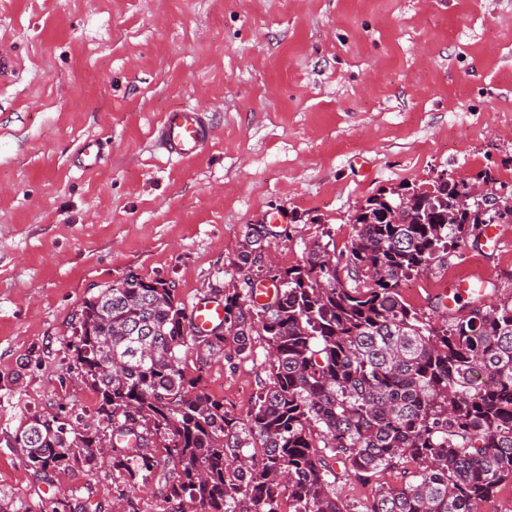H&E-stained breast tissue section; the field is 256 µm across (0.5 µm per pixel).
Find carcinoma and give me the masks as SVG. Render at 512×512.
<instances>
[{"label":"carcinoma","mask_w":512,"mask_h":512,"mask_svg":"<svg viewBox=\"0 0 512 512\" xmlns=\"http://www.w3.org/2000/svg\"><path fill=\"white\" fill-rule=\"evenodd\" d=\"M464 181L381 189L355 211L356 234L334 259L315 242L297 265L267 268L277 288L253 300L247 275L267 242L246 226L234 261L245 287L224 292V321L204 332L161 280L129 274L84 300L71 316V369L98 398L92 421L32 413L42 438L13 434L25 467L87 472L103 464L130 487L158 478L166 512H347L327 476L343 465L369 481L400 467L398 487L362 512H481L512 482V296L486 306L482 295L421 316L400 281L443 262L512 209L464 207ZM265 337L269 382L243 417L196 392L199 360ZM112 358L113 373L101 367ZM257 448L247 462L244 437ZM163 442L164 458L147 451Z\"/></svg>","instance_id":"1"}]
</instances>
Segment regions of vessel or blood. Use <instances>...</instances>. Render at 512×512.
Here are the masks:
<instances>
[{
  "label": "vessel or blood",
  "mask_w": 512,
  "mask_h": 512,
  "mask_svg": "<svg viewBox=\"0 0 512 512\" xmlns=\"http://www.w3.org/2000/svg\"><path fill=\"white\" fill-rule=\"evenodd\" d=\"M212 139V123L200 108H175L166 112L160 123L158 141L168 156L178 159L195 156ZM195 325L202 329L223 321L224 306L213 300L197 301L191 310Z\"/></svg>",
  "instance_id": "obj_1"
}]
</instances>
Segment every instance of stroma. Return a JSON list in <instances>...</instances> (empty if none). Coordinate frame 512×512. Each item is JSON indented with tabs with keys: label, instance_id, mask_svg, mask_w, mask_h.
<instances>
[{
	"label": "stroma",
	"instance_id": "35a3bbf8",
	"mask_svg": "<svg viewBox=\"0 0 512 512\" xmlns=\"http://www.w3.org/2000/svg\"><path fill=\"white\" fill-rule=\"evenodd\" d=\"M0 52V512L62 496L112 512L124 486L108 467L44 478L6 446L24 415L95 402L67 378L68 344L99 288L134 272L192 305L238 280L245 227L268 213L285 217L270 252L287 268L316 241L343 250L379 189L443 172H490L512 196V0H0ZM175 106L212 120L189 161L155 139ZM498 230L404 279L403 299L430 318L461 280L511 296L512 223ZM268 368L256 335L203 381L242 418ZM330 480L361 512L400 475Z\"/></svg>",
	"mask_w": 512,
	"mask_h": 512
}]
</instances>
